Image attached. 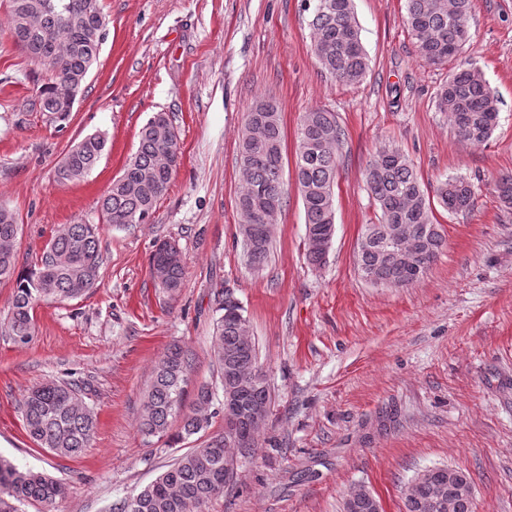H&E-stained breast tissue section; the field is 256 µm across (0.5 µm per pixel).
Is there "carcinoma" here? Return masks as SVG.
Returning <instances> with one entry per match:
<instances>
[{"instance_id": "obj_1", "label": "carcinoma", "mask_w": 512, "mask_h": 512, "mask_svg": "<svg viewBox=\"0 0 512 512\" xmlns=\"http://www.w3.org/2000/svg\"><path fill=\"white\" fill-rule=\"evenodd\" d=\"M312 53L322 71L336 81L357 85L364 81L370 58L363 46L353 0H308ZM9 34L34 63L50 72L38 87L31 108L48 114L53 122L66 121L74 104L71 93H81L98 61L108 35L109 20L102 0H8ZM404 24L422 58L443 65L468 49L472 42L470 0H405ZM57 48L55 61L47 63L45 37ZM437 107L448 113L458 141L481 145L497 125V99L482 71L471 65L455 71L436 95ZM344 131L336 113L316 107L301 118L295 149V180L305 213L306 256L319 266L325 260L335 233L334 186ZM108 147L101 133L75 144L55 169L59 183L84 179L96 167ZM284 137L281 113L270 101L260 100L247 113L238 144V162L245 185L238 198L239 234L252 239L246 253L260 267L269 252L271 227L285 202L283 180ZM165 150L178 151L177 135L164 112L155 113L139 132L136 152L123 174L113 180L100 204L105 224L145 222L165 193L177 166L162 162ZM365 188L374 200L379 218L364 227L356 252L363 277L374 284L402 288L421 280L445 246L430 197L407 155L397 146L380 145L365 168ZM498 197L512 208V174L496 184ZM437 202L452 212L474 207L472 184L461 177L445 179L435 189ZM18 218L0 205V280L15 279L11 315L5 332L17 344H28L35 333L34 308L40 303L77 299L94 288L104 263L100 227L97 224H65L42 250L37 268L16 273ZM156 245L150 265L160 266L156 284L170 296L185 287L183 260L163 265V247ZM212 356L220 372L219 385L207 382L197 388L195 402L183 414L178 437L206 430L217 411L219 396H238L248 409H268L270 391L266 375L257 366L255 343L248 338L249 321L231 289L218 295ZM192 354L172 345L157 365L145 396L139 424L146 436H164L182 406L184 385L192 370ZM24 428L40 448L58 457H77L95 433V414L83 389L75 383L51 381L33 388L20 403ZM224 427L250 430L246 447L255 446L260 425L249 426L237 412L224 416ZM223 432L202 448L181 455L140 491L109 512H205L207 505L224 495V457L231 451ZM415 483L413 496L404 497L406 512H473V491L467 475L446 467L429 469L424 481ZM67 494L61 482L32 470H21L0 456V512H17V505L38 502L47 506ZM376 498L357 490L345 503V512H375Z\"/></svg>"}]
</instances>
